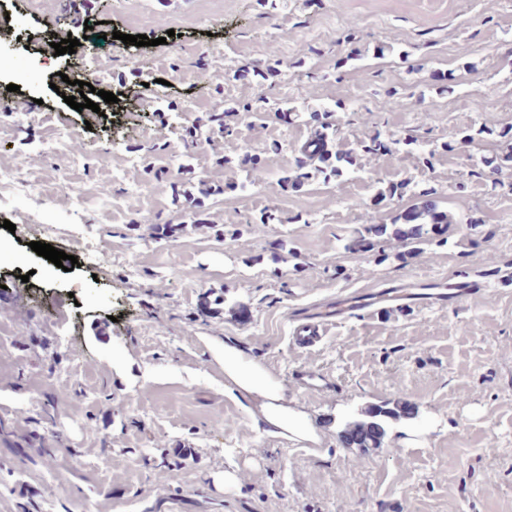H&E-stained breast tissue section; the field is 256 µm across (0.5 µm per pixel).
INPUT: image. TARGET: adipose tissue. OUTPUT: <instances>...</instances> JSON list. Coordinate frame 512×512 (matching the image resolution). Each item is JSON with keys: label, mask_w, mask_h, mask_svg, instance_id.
Listing matches in <instances>:
<instances>
[{"label": "adipose tissue", "mask_w": 512, "mask_h": 512, "mask_svg": "<svg viewBox=\"0 0 512 512\" xmlns=\"http://www.w3.org/2000/svg\"><path fill=\"white\" fill-rule=\"evenodd\" d=\"M224 371L234 385L261 398V409L272 426L288 431L292 437L305 438V419L281 404L279 396L270 389L266 378L241 364L236 351L230 347L224 350Z\"/></svg>", "instance_id": "obj_1"}]
</instances>
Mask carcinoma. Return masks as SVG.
I'll return each instance as SVG.
<instances>
[{"label": "carcinoma", "mask_w": 512, "mask_h": 512, "mask_svg": "<svg viewBox=\"0 0 512 512\" xmlns=\"http://www.w3.org/2000/svg\"><path fill=\"white\" fill-rule=\"evenodd\" d=\"M242 111L251 118L260 121L266 112H293L295 106L289 102L280 100L261 108H252L250 105L242 106ZM497 134V137L504 140L506 151L495 152L491 155H483L473 165L470 175L480 178L488 173H496L503 169L506 162L512 163V126L499 132L482 125L478 129H464L459 133L458 143L462 146L473 144L476 137L482 134ZM340 139V128L336 124L322 123L314 132V135L304 141L298 148L300 159L297 164V171L282 177L281 184L284 188H300L313 174L323 176L324 180L355 174L360 171L357 163L356 153L381 156L389 160H396L401 155H414L422 163V170L426 173L432 170L431 156L434 150L427 148L419 138L408 136H391V142L387 143L381 139V133L360 140L353 149H344L338 144ZM225 169L229 171L230 179L238 178L243 182L257 184L263 179L264 168L255 161L251 167L240 163L233 167L229 161H224ZM436 189L432 186L423 188L419 192L421 202L418 206L400 212L393 220L394 229L392 235L413 243L420 242L424 234V226L427 224H448V212L439 209L433 203L432 196ZM367 421H359L348 424L344 429V435L353 444L364 447L368 442L380 444L386 434L383 420L397 421L409 416L408 410L373 408L366 411Z\"/></svg>", "instance_id": "1"}]
</instances>
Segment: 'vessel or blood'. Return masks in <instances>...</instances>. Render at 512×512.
<instances>
[{"label":"vessel or blood","mask_w":512,"mask_h":512,"mask_svg":"<svg viewBox=\"0 0 512 512\" xmlns=\"http://www.w3.org/2000/svg\"><path fill=\"white\" fill-rule=\"evenodd\" d=\"M480 288L478 281L466 277L449 283L448 287L436 288L427 293H415L393 287L371 290L361 294L359 299L337 303L332 309H306L293 315L290 340L295 348L309 350L323 340L330 327L355 316H367L381 308L397 307L414 301L438 307L454 306L464 298L478 294ZM295 379L300 389L311 395H324L330 385L325 375L304 369L296 371Z\"/></svg>","instance_id":"obj_1"}]
</instances>
